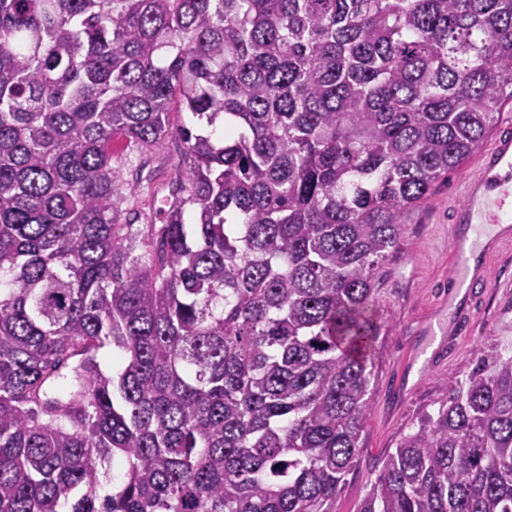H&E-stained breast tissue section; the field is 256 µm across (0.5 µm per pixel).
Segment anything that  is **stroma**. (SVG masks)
Here are the masks:
<instances>
[{"label": "stroma", "mask_w": 512, "mask_h": 512, "mask_svg": "<svg viewBox=\"0 0 512 512\" xmlns=\"http://www.w3.org/2000/svg\"><path fill=\"white\" fill-rule=\"evenodd\" d=\"M114 163L122 177L121 221L133 231L162 220L167 184L182 162L183 145L170 138L142 149L116 141ZM480 155H472L440 180L431 195L409 213L401 251L381 269L375 308L387 327L369 360L374 376L372 408L355 468L336 502V512H357L379 473L386 451L420 417L444 398L441 382L468 374L479 357L512 350V249L492 265L471 321L447 337L454 310L448 305L452 214L464 201L465 182L479 174ZM422 343L427 353L409 364L407 347Z\"/></svg>", "instance_id": "obj_1"}]
</instances>
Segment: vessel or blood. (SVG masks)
Masks as SVG:
<instances>
[{
  "mask_svg": "<svg viewBox=\"0 0 512 512\" xmlns=\"http://www.w3.org/2000/svg\"><path fill=\"white\" fill-rule=\"evenodd\" d=\"M511 195L512 131L505 129L486 154L482 173L468 181L465 203L455 217L461 231L450 240L448 299L467 298L469 306L460 311V319L469 318L470 305L478 301L477 286L488 283L493 252L512 244V215L502 213Z\"/></svg>",
  "mask_w": 512,
  "mask_h": 512,
  "instance_id": "1",
  "label": "vessel or blood"
}]
</instances>
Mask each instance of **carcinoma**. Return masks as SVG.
Returning a JSON list of instances; mask_svg holds the SVG:
<instances>
[{
    "mask_svg": "<svg viewBox=\"0 0 512 512\" xmlns=\"http://www.w3.org/2000/svg\"><path fill=\"white\" fill-rule=\"evenodd\" d=\"M509 101L512 0H0V512H336L378 271ZM118 137L183 144L158 229ZM443 387L358 512H512V356ZM170 123L173 127L185 124L187 126H193L197 133L201 134H213V138H217L219 136V132L222 130V125L217 123L215 126H208L205 122L198 121L196 118L192 116L190 112L181 109L178 100H175L171 113H170Z\"/></svg>",
    "mask_w": 512,
    "mask_h": 512,
    "instance_id": "carcinoma-1",
    "label": "carcinoma"
}]
</instances>
